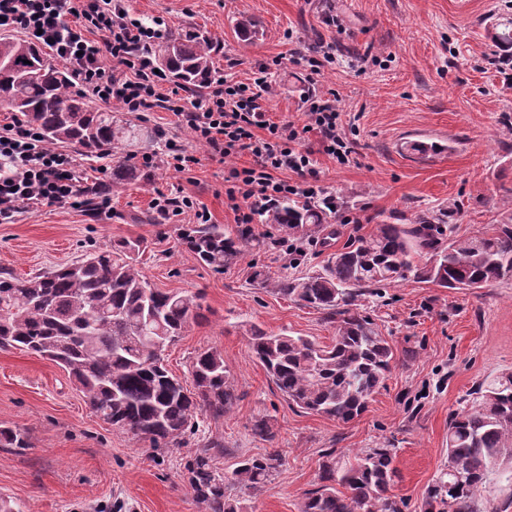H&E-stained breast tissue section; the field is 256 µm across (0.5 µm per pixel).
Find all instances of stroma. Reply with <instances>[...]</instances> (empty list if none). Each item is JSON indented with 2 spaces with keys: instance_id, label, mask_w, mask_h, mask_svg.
<instances>
[{
  "instance_id": "35a3bbf8",
  "label": "stroma",
  "mask_w": 512,
  "mask_h": 512,
  "mask_svg": "<svg viewBox=\"0 0 512 512\" xmlns=\"http://www.w3.org/2000/svg\"><path fill=\"white\" fill-rule=\"evenodd\" d=\"M145 24L172 31L198 28L216 38L220 77L243 81L256 66L289 48L335 47L336 62L316 81L289 62L269 74V107L278 118L301 122L308 93L336 92L344 117L357 120L356 164L341 167L314 153L320 184L339 202L331 214V248L319 237L303 241L288 259L287 240L270 224H252L253 241L224 272L199 263L178 240L191 214L163 219L157 192L184 188L225 232L239 230L224 194V165L168 112L125 121L151 138L128 147L132 156L158 154L152 135L168 136L196 153L192 175L165 165L151 181L113 186L111 210L95 201L79 209L33 206L0 224V270L25 277L69 264L117 239L142 243L136 264L154 287L199 292L205 321L169 346L165 364L191 385L189 364L215 348L234 379L238 399L218 420L201 415L177 448L156 450L97 417L54 362L21 350H0V427L18 430L27 445L0 447V500L12 512H207L190 486L196 450L218 437L224 452L212 465L231 475L239 460L280 448L285 465L265 487L246 493L247 512H301L305 492L318 483L328 449L353 458L366 448H393L400 479L394 488L404 512H421L428 486L447 451L448 417L469 393L512 371V283L477 289L440 288L413 279L363 299L364 312L386 336L396 365L366 412L348 424L288 404L248 349L247 330L309 336L330 343L334 330L322 311L255 287L254 268L271 275L321 269L332 250L370 235L380 224H408L416 215L455 203L450 223L461 236L492 228L512 196V58L489 39L495 23L512 17V0H123ZM259 23L252 44L235 24ZM437 142L441 152L421 158L408 141ZM351 223H343V216ZM264 418L273 442L254 437Z\"/></svg>"
}]
</instances>
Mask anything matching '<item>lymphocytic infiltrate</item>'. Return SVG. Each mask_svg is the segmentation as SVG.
<instances>
[{"mask_svg":"<svg viewBox=\"0 0 512 512\" xmlns=\"http://www.w3.org/2000/svg\"><path fill=\"white\" fill-rule=\"evenodd\" d=\"M2 28L49 48L68 64L74 85L102 104L171 112L211 158L227 163L224 193L238 224H253L262 209L285 197H321L313 152L345 166L355 159L357 140L336 98H305L299 124L273 118L265 104L268 64H260L247 82H210L200 99L166 88L167 77L157 72L151 55L161 30L131 16L117 0H0ZM310 133L317 135L318 149L306 147ZM244 154L252 164L234 166ZM93 194L98 209L110 208V197L98 194L74 158L49 145L36 127L18 117L0 124V224L13 223L33 205L81 208Z\"/></svg>","mask_w":512,"mask_h":512,"instance_id":"obj_1","label":"lymphocytic infiltrate"}]
</instances>
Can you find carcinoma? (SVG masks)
I'll return each instance as SVG.
<instances>
[{"instance_id":"1","label":"carcinoma","mask_w":512,"mask_h":512,"mask_svg":"<svg viewBox=\"0 0 512 512\" xmlns=\"http://www.w3.org/2000/svg\"><path fill=\"white\" fill-rule=\"evenodd\" d=\"M500 48L512 49V19L489 32ZM159 64L178 84L200 88L214 80L211 38L196 30L169 34L152 46ZM0 58L13 69L0 73V112H15L51 144L75 146L87 156L116 154L140 129L114 119L120 111L97 108L72 90L65 62L34 43L0 35ZM144 174L119 159L112 182H135ZM328 201L300 203L284 198L260 213L289 237L316 234L327 223ZM500 224L467 238L438 215L421 213L412 224H380L332 254L320 271L273 277L254 272V282L299 305L323 311L335 330L331 344L305 336L248 329L249 349L292 406L340 423L367 408L391 374L395 356L369 316L361 311L364 292L413 278L442 288H482L512 281V201ZM181 244L215 272L243 254L250 229L234 236L217 224H187ZM139 244L119 239L110 249L28 277L0 270V350L19 349L63 368L93 413L113 429L153 448L181 444L195 418L224 417L237 400L233 377L216 348L190 365L194 390L185 388L164 365L163 352L203 318V296L152 286L132 253ZM427 254L425 264L416 258ZM472 405L448 420L443 466L428 488L422 512H480L479 496L501 467L512 460V372H504L472 393ZM1 448H25L22 434L0 428ZM224 440L198 449L191 468L196 498L208 512H245L241 493L269 483L283 466L276 449L239 462L232 477L212 470ZM396 449L371 448L353 459L324 455L319 486L305 494L301 512H403L393 494L399 477ZM235 486L239 493L229 492Z\"/></svg>"}]
</instances>
